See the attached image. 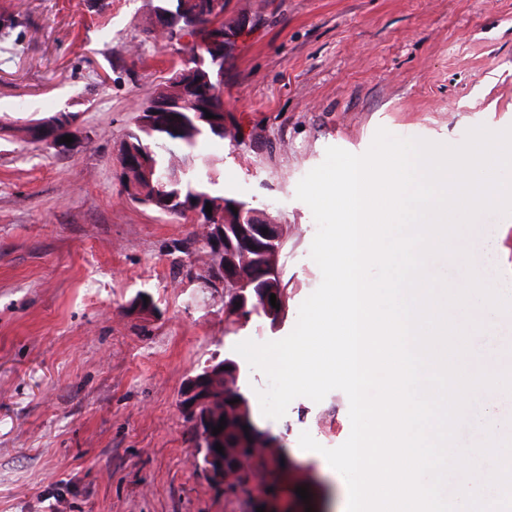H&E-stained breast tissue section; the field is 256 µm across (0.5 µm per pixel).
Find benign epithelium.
I'll use <instances>...</instances> for the list:
<instances>
[{"mask_svg":"<svg viewBox=\"0 0 512 512\" xmlns=\"http://www.w3.org/2000/svg\"><path fill=\"white\" fill-rule=\"evenodd\" d=\"M190 5L194 7V12L200 16L210 17L217 13L224 12V0H191ZM207 46L211 54H201L195 52L190 54L186 60L185 70L183 71L185 83L193 88L210 89V92L219 91V83L210 78L206 69L214 68L211 61H220L224 54V37L214 35L207 41ZM151 110L155 114L151 115L149 123H161L172 134L180 132L179 125L170 121L169 113L174 111L173 103L169 100H158L151 105ZM70 135L74 142L65 144L60 142V138ZM40 142L58 153H69L85 144V137L77 127V119L70 113L63 111L59 114V122L51 127H45L38 130ZM151 153L149 148L136 150L131 142H126L124 150L120 154L122 162L121 174L124 175L125 190L130 199L139 197L138 183L133 179L131 169L135 168L142 173H149L145 157ZM152 204L158 206L162 213L168 215L185 214L193 223H203L209 225V233L212 248L210 250V260L205 268L200 282L205 291L211 294H223L226 289L239 284V269L234 263L224 261V225L211 223V217L202 210V205L192 206L188 203H182L173 206V202L154 198ZM253 213L246 211L245 208L238 209L239 232L246 240L257 242H273L278 239L281 233L282 225L269 216L263 224L252 223ZM268 229V233H263V229ZM224 378V371L221 365L215 364L206 371L196 374L185 383L180 402L181 409L192 417L197 425L199 434L207 438L210 435L211 409L214 406L213 388L208 382H217ZM224 455L210 451L207 457V463L203 465L211 482L219 489L226 488L224 477ZM274 480L272 475H256L242 480L236 484L234 490H247L253 494L259 502L268 501L265 494L266 486Z\"/></svg>","mask_w":512,"mask_h":512,"instance_id":"1","label":"benign epithelium"}]
</instances>
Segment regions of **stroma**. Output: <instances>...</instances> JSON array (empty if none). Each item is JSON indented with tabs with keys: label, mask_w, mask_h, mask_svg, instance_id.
Here are the masks:
<instances>
[{
	"label": "stroma",
	"mask_w": 512,
	"mask_h": 512,
	"mask_svg": "<svg viewBox=\"0 0 512 512\" xmlns=\"http://www.w3.org/2000/svg\"><path fill=\"white\" fill-rule=\"evenodd\" d=\"M150 0H0V512H250L195 460L187 379L227 358L261 428L280 439L312 512H346L347 485L302 431L334 448L349 400L294 399L264 417L263 373L237 358L279 340L320 285L298 182L327 147L365 153L378 129L457 146L512 127V0H225L221 81L237 141L205 139L215 192L275 216L287 237L281 322L226 319L202 293L198 225L130 200L121 144L175 46L144 28ZM77 113L88 145L60 154L18 129ZM148 293L152 308L133 302ZM482 326L470 369L511 368L512 314Z\"/></svg>",
	"instance_id": "1"
}]
</instances>
